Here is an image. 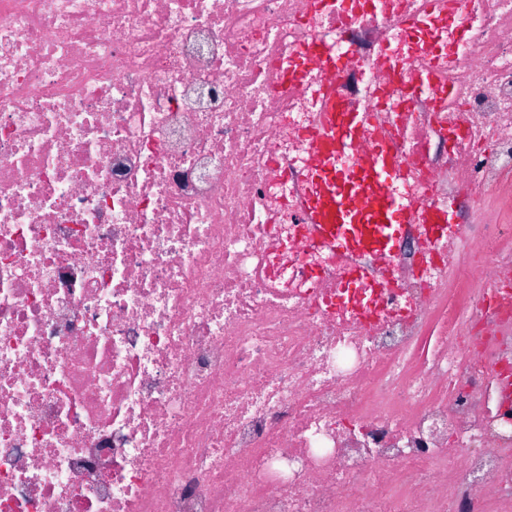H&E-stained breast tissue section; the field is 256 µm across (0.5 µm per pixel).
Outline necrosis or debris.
Listing matches in <instances>:
<instances>
[{"label":"necrosis or debris","mask_w":512,"mask_h":512,"mask_svg":"<svg viewBox=\"0 0 512 512\" xmlns=\"http://www.w3.org/2000/svg\"><path fill=\"white\" fill-rule=\"evenodd\" d=\"M329 83L412 215L358 286ZM0 512H512V0H0Z\"/></svg>","instance_id":"4bbe7bcc"}]
</instances>
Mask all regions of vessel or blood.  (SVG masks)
I'll list each match as a JSON object with an SVG mask.
<instances>
[{"label":"vessel or blood","instance_id":"1","mask_svg":"<svg viewBox=\"0 0 512 512\" xmlns=\"http://www.w3.org/2000/svg\"><path fill=\"white\" fill-rule=\"evenodd\" d=\"M324 107L321 124L308 136L321 161L308 173L305 222L341 259L387 255L411 221L401 201L388 190L400 177V159L380 143L365 166L337 170V158L352 155L360 143L366 115L337 102L332 92Z\"/></svg>","mask_w":512,"mask_h":512}]
</instances>
